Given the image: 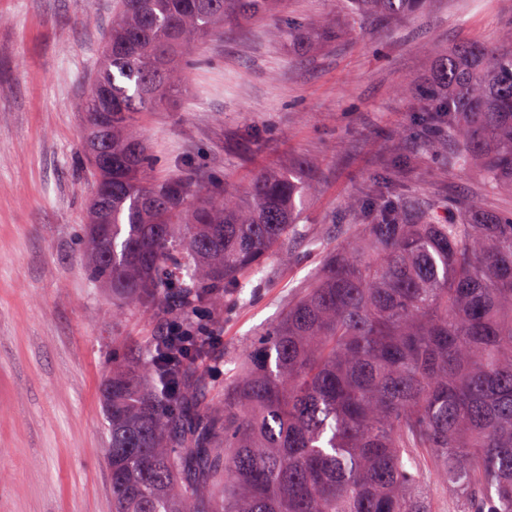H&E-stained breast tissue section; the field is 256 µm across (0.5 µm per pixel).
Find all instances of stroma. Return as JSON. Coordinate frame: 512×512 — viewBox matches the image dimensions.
Listing matches in <instances>:
<instances>
[{
  "label": "stroma",
  "instance_id": "stroma-1",
  "mask_svg": "<svg viewBox=\"0 0 512 512\" xmlns=\"http://www.w3.org/2000/svg\"><path fill=\"white\" fill-rule=\"evenodd\" d=\"M117 2L0 0V512H112L101 386L113 348L137 353L159 331L90 281L81 252L95 179L75 102ZM511 35L512 0H429L358 28L341 0H286L280 16L225 22L201 43L187 94L138 115L159 175L239 193L259 171L289 170L311 185L295 261L217 326L225 357L243 359L318 266L308 242L358 223L349 200L383 178L430 205L512 212V192L433 153L416 95L435 52Z\"/></svg>",
  "mask_w": 512,
  "mask_h": 512
}]
</instances>
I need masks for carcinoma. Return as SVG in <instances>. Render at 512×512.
<instances>
[{"label":"carcinoma","mask_w":512,"mask_h":512,"mask_svg":"<svg viewBox=\"0 0 512 512\" xmlns=\"http://www.w3.org/2000/svg\"><path fill=\"white\" fill-rule=\"evenodd\" d=\"M350 19L402 18L427 0H344ZM282 0H120L100 75L78 108L95 176L86 271L112 296L183 322L102 388L112 512H512V213L412 197L363 212L253 337L224 381L206 336L288 264L309 184L263 172L247 195L162 179L136 124L186 91L224 20ZM448 166L512 190V45L435 55L420 92Z\"/></svg>","instance_id":"1"}]
</instances>
